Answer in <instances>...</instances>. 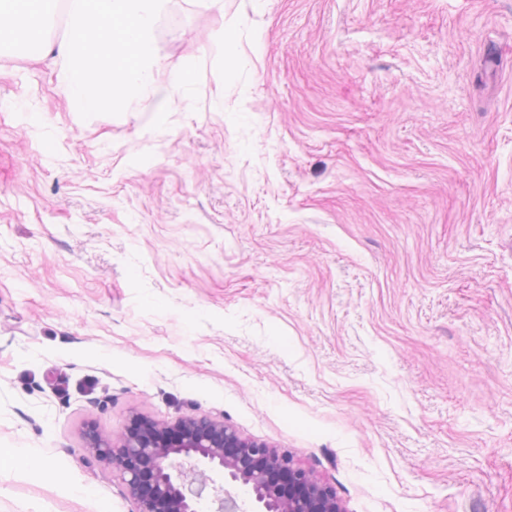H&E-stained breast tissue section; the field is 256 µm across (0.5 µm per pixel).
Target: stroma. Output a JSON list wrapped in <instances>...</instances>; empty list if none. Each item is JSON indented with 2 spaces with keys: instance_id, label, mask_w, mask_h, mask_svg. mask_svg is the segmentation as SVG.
Returning a JSON list of instances; mask_svg holds the SVG:
<instances>
[{
  "instance_id": "stroma-1",
  "label": "stroma",
  "mask_w": 512,
  "mask_h": 512,
  "mask_svg": "<svg viewBox=\"0 0 512 512\" xmlns=\"http://www.w3.org/2000/svg\"><path fill=\"white\" fill-rule=\"evenodd\" d=\"M82 119L0 53V512H131L82 428L221 413L345 512H512V0H167ZM234 26L245 70L219 44ZM19 466H26L38 479L47 482H60L68 495L77 499L90 497V491L77 478H65L41 462L28 461L27 451L23 448H0V476Z\"/></svg>"
}]
</instances>
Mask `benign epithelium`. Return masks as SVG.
<instances>
[{"instance_id": "1", "label": "benign epithelium", "mask_w": 512, "mask_h": 512, "mask_svg": "<svg viewBox=\"0 0 512 512\" xmlns=\"http://www.w3.org/2000/svg\"><path fill=\"white\" fill-rule=\"evenodd\" d=\"M89 455L116 471L134 512H200L190 495L220 473L247 490L262 512H344L336 491L288 453L241 435L222 415L157 420L135 413L116 433L89 422Z\"/></svg>"}]
</instances>
